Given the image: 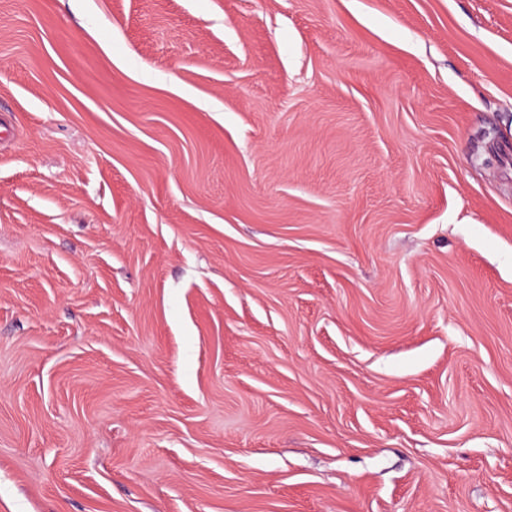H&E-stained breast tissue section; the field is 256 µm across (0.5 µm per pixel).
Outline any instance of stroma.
<instances>
[{
	"instance_id": "stroma-1",
	"label": "stroma",
	"mask_w": 512,
	"mask_h": 512,
	"mask_svg": "<svg viewBox=\"0 0 512 512\" xmlns=\"http://www.w3.org/2000/svg\"><path fill=\"white\" fill-rule=\"evenodd\" d=\"M0 512H512V0H0Z\"/></svg>"
}]
</instances>
